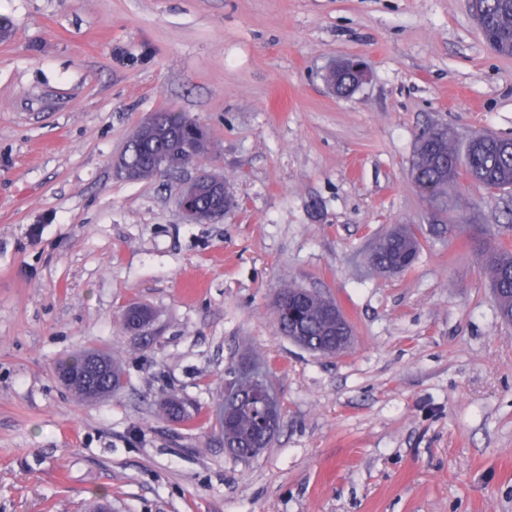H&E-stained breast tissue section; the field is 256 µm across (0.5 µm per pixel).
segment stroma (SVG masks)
I'll return each instance as SVG.
<instances>
[{"mask_svg":"<svg viewBox=\"0 0 512 512\" xmlns=\"http://www.w3.org/2000/svg\"><path fill=\"white\" fill-rule=\"evenodd\" d=\"M0 512H512V324L478 260L512 243V192L463 181L430 202L409 175L435 125L457 147L512 138V56L468 0H0ZM366 80L326 83L344 58ZM176 110L210 134L201 168L238 205L188 224L181 171L114 163ZM415 225L383 274L371 244ZM332 298L354 328L324 357L281 336L273 297ZM149 306L147 335L117 322ZM102 350L121 387L85 401L60 364ZM281 404L271 448L224 449L231 361ZM195 407L162 418L161 400ZM422 251L413 225L402 224L376 240L368 250V262L385 272H400L411 268Z\"/></svg>","mask_w":512,"mask_h":512,"instance_id":"stroma-1","label":"stroma"}]
</instances>
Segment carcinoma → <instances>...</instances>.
I'll use <instances>...</instances> for the list:
<instances>
[{
    "instance_id": "carcinoma-1",
    "label": "carcinoma",
    "mask_w": 512,
    "mask_h": 512,
    "mask_svg": "<svg viewBox=\"0 0 512 512\" xmlns=\"http://www.w3.org/2000/svg\"><path fill=\"white\" fill-rule=\"evenodd\" d=\"M484 37L497 41L503 54L512 55V0H478ZM163 120L174 133V145L151 148L141 129L128 138L121 156L123 165L136 179L156 176V167L162 163L177 165L182 156L200 158L210 150V140L202 125L182 112L166 111ZM410 176L420 191L430 199L445 198L460 179L484 190L494 197L512 190V139L481 134L472 138L465 150L452 143L448 129L434 126L423 132L413 149ZM237 205L229 188L218 196L203 187L197 198L202 217L209 219L214 212L228 213ZM422 251L418 234L412 225L402 224L376 240L368 250V262L385 272H400L411 268ZM481 262L488 271L495 292L497 316L505 323H512V248L500 242L491 243L480 252ZM283 297L299 299L296 315L284 314L275 320L278 331L289 340L310 352L334 356L346 350L336 340L341 327L337 318L344 313L336 303L316 292L292 285L279 289ZM95 355L107 362L110 372L96 385L65 381L66 386L78 393L83 400L104 398L122 384V367L108 353L84 352L59 366L61 375H77L83 370L84 360ZM227 378L238 389L240 405L229 411H219L218 420L224 445L234 456L248 459L271 445L254 440L257 425L258 384L248 375L240 374L235 367L227 368Z\"/></svg>"
}]
</instances>
